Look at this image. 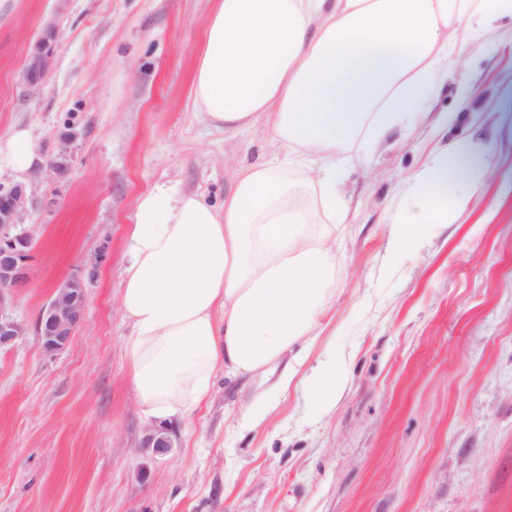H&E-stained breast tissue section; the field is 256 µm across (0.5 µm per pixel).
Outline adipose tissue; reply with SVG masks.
Wrapping results in <instances>:
<instances>
[{
    "label": "adipose tissue",
    "mask_w": 512,
    "mask_h": 512,
    "mask_svg": "<svg viewBox=\"0 0 512 512\" xmlns=\"http://www.w3.org/2000/svg\"><path fill=\"white\" fill-rule=\"evenodd\" d=\"M492 30L512 0H216L196 57L193 98L215 127H261L277 153L235 171L222 208L156 188L131 226L120 304L123 359L142 412L188 415L217 375L263 377L280 361L301 379L315 415L333 410L342 368L308 345L334 301L336 178L350 149L408 130L448 82V58L470 44L468 15ZM467 145L435 152L415 187L425 223L395 225L400 250L447 223L459 178L479 184Z\"/></svg>",
    "instance_id": "ef3b65f1"
}]
</instances>
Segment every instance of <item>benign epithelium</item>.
<instances>
[{
	"mask_svg": "<svg viewBox=\"0 0 512 512\" xmlns=\"http://www.w3.org/2000/svg\"><path fill=\"white\" fill-rule=\"evenodd\" d=\"M56 55V33L43 30L35 49L25 60L23 80L31 90L39 89L48 78ZM37 198L33 185L16 182L0 185V350L14 347L25 334L23 323L11 313L15 289L28 277L27 260L32 239L22 229V217L34 207ZM87 279L74 275L61 283L42 307L35 323V333L43 350L57 354L69 345L78 329L86 307ZM174 448L172 429L167 423L144 428L138 452L153 460L169 454Z\"/></svg>",
	"mask_w": 512,
	"mask_h": 512,
	"instance_id": "obj_1",
	"label": "benign epithelium"
}]
</instances>
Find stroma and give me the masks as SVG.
I'll use <instances>...</instances> for the list:
<instances>
[{
  "mask_svg": "<svg viewBox=\"0 0 512 512\" xmlns=\"http://www.w3.org/2000/svg\"><path fill=\"white\" fill-rule=\"evenodd\" d=\"M215 0H0V139L29 130L39 166L23 218L30 277L13 314L27 333L0 351V512H512V17L448 59L431 112L344 173L347 227L336 297L311 357L345 359L344 390L318 418L278 373L217 377L209 401L172 418L175 446L144 463L150 422L128 385L119 301L128 227L155 189L222 207L232 171L263 160L268 135L227 134L196 112L194 61ZM56 61L29 91L23 62L45 27ZM72 135L67 155L62 137ZM480 147L490 174L460 180L464 207L390 257L394 224H421L413 178L438 147ZM108 251L62 352L33 331L54 288ZM272 411L243 417L255 400ZM147 477H140L141 465Z\"/></svg>",
  "mask_w": 512,
  "mask_h": 512,
  "instance_id": "stroma-1",
  "label": "stroma"
}]
</instances>
